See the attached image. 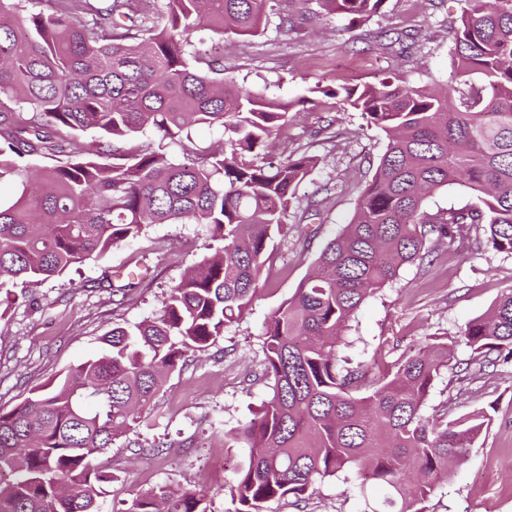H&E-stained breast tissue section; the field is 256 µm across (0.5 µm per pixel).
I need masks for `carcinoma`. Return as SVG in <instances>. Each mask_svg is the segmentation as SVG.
<instances>
[{
  "mask_svg": "<svg viewBox=\"0 0 512 512\" xmlns=\"http://www.w3.org/2000/svg\"><path fill=\"white\" fill-rule=\"evenodd\" d=\"M0 0V279L34 284L140 236L150 224H204L208 254L171 287L161 311L130 331L105 333L102 352L5 412L0 409V512H95L112 473L98 455L135 423L167 375L205 351L262 292L268 241L286 234L288 208L317 159L266 152L295 107L232 75L213 77L207 56L228 35L257 36L267 0ZM360 19L384 0H320ZM454 81L413 89L383 79L311 94L337 98L387 139L354 215L312 272L267 318L261 376L271 393L229 435L249 454L230 487L234 512L298 506L317 480L370 477L366 512H426L479 439L486 413L448 419V401L425 414L441 371L460 387L488 367L512 365V289L461 333L471 354L454 360L441 337L387 366L341 355L360 305L421 256L428 242L481 233L512 254V0H468L448 21ZM14 102L18 108L4 106ZM221 132L193 158L191 131ZM95 131L87 146L74 131ZM148 131L180 144L136 151ZM33 156L51 160L37 169ZM113 162H108V159ZM464 180L475 205L431 213L434 194ZM144 280L129 273L112 294ZM127 512H206L204 495L160 487Z\"/></svg>",
  "mask_w": 512,
  "mask_h": 512,
  "instance_id": "carcinoma-1",
  "label": "carcinoma"
}]
</instances>
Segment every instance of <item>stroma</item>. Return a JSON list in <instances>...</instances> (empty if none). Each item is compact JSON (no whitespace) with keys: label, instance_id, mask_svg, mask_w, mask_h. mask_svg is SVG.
Segmentation results:
<instances>
[{"label":"stroma","instance_id":"1","mask_svg":"<svg viewBox=\"0 0 512 512\" xmlns=\"http://www.w3.org/2000/svg\"><path fill=\"white\" fill-rule=\"evenodd\" d=\"M465 0H385L380 12L355 22L330 14L318 0H268L265 30L255 37L229 36L212 66L265 97L295 99L321 82L354 85L385 77L429 89L453 74L448 21ZM295 31L279 33L282 17ZM411 31L406 51L373 41L379 31ZM334 116L336 137L317 136L319 116ZM280 143L317 155L318 166L299 186L288 209V233L267 245L268 284L248 312L224 329L207 351L189 355L168 375L132 430L100 456L111 474L98 512H126L136 494L160 486L203 490L208 512H232L233 467L243 448H225L224 433L252 418L270 390L260 377L259 338L268 315L311 272L327 242L351 220L361 189L386 148L384 134L360 113L343 111L330 98L289 112ZM202 224H154L141 237L72 266L40 284L11 287V305L0 307V409L29 396L32 388L97 355L113 324L134 328L155 317L168 288L206 252ZM153 280L120 300L103 277L128 273L141 262ZM512 288V254L489 246L427 244L421 260L403 265L396 279L356 312L346 356L389 363L429 336L455 341L457 360L470 350L459 339L465 324L485 313ZM448 372L434 381L428 407L447 403L449 417L481 410L489 421L475 447L450 470L431 497L429 512H512V366L489 371L468 393L450 387ZM365 502L343 476L316 481L305 510L291 498L268 503L267 512H364Z\"/></svg>","mask_w":512,"mask_h":512}]
</instances>
